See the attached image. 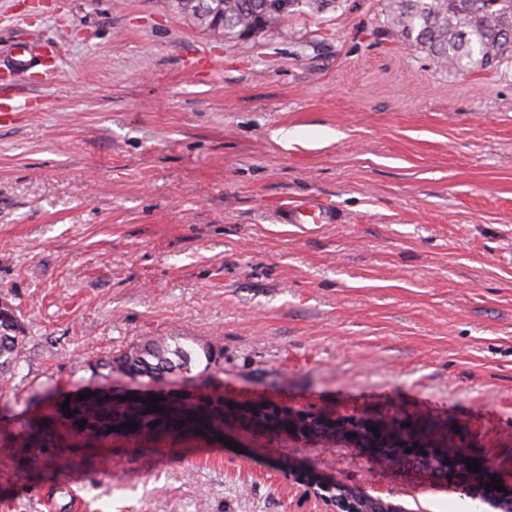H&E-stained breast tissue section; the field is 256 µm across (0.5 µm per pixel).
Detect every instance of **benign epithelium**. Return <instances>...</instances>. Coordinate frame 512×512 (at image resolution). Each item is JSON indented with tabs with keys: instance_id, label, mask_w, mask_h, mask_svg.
<instances>
[{
	"instance_id": "1",
	"label": "benign epithelium",
	"mask_w": 512,
	"mask_h": 512,
	"mask_svg": "<svg viewBox=\"0 0 512 512\" xmlns=\"http://www.w3.org/2000/svg\"><path fill=\"white\" fill-rule=\"evenodd\" d=\"M149 391L117 393L94 390L87 401L103 405L127 406L133 398L147 399ZM288 422L289 437L313 447L359 448L363 456L376 460L379 448H412L432 454L441 453L436 441L424 436H406L390 423L389 418L363 413L342 416L331 409H295L269 400L243 401L234 406L224 404V436L234 444L244 445L248 437L273 436L276 425ZM373 422L376 432L366 428ZM426 474L445 485L466 486L474 491L491 512H512V481L502 479L504 492L486 490L484 481L472 473L450 474L448 468L428 470ZM288 496L297 512H361L359 504L372 498L365 487L350 485L322 475L317 469H288Z\"/></svg>"
}]
</instances>
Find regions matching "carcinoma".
<instances>
[{
    "label": "carcinoma",
    "instance_id": "carcinoma-1",
    "mask_svg": "<svg viewBox=\"0 0 512 512\" xmlns=\"http://www.w3.org/2000/svg\"><path fill=\"white\" fill-rule=\"evenodd\" d=\"M345 0H207L211 9L224 14V27L215 30L208 20L195 11L190 0H174L173 8L190 16L208 31L226 40L245 38V28L253 25L267 32L288 16L311 12L335 11ZM391 23L412 47L427 51L450 70L497 68L512 62V0H394ZM24 326L14 308L0 306V377L5 379L18 358L24 341ZM220 358V350L208 343L186 349L177 340L148 339L104 360L101 368L119 372L132 380L162 378L168 374H188L191 364L205 361L208 369ZM211 402L201 396L194 402H183V412L172 416L166 412L144 411L131 414L124 407L102 408L93 405L69 406L72 417H66L61 405L40 419H24V447L52 449L55 462L75 461L74 448L67 445L71 431L83 435L84 447L94 448L112 437V423L126 421L138 427L127 433L145 435L153 440L179 439L186 432L203 431L211 438L215 429L224 430V408L206 409ZM184 426L177 427V422ZM415 462L442 465L446 462L468 470L470 457L462 451H448V459L414 455Z\"/></svg>",
    "mask_w": 512,
    "mask_h": 512
}]
</instances>
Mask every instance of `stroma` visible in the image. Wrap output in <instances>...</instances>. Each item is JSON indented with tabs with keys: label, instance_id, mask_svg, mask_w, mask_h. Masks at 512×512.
<instances>
[{
	"label": "stroma",
	"instance_id": "1",
	"mask_svg": "<svg viewBox=\"0 0 512 512\" xmlns=\"http://www.w3.org/2000/svg\"><path fill=\"white\" fill-rule=\"evenodd\" d=\"M389 2L226 42L169 0H0V59L57 56L0 86L32 105L0 124V302L25 327L0 438L48 413L45 384L129 386L101 362L179 336L224 351L205 390L445 420L512 474V64L448 70ZM285 198L338 221L281 223ZM279 457L458 512V489L354 449L135 437L28 465L0 512H288ZM51 56L53 52L40 45H22L16 49L15 56L6 65L7 70L10 73L14 72L17 76H27Z\"/></svg>",
	"mask_w": 512,
	"mask_h": 512
}]
</instances>
